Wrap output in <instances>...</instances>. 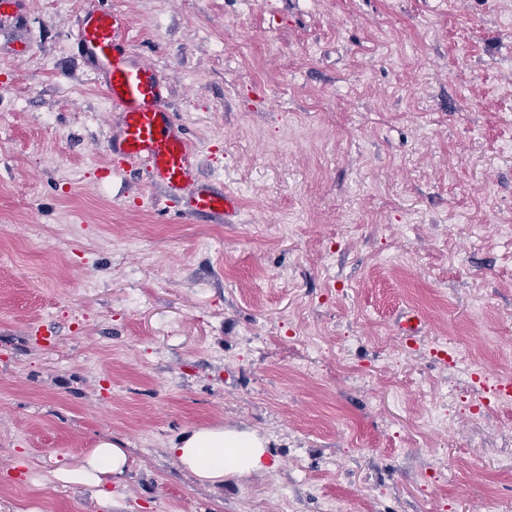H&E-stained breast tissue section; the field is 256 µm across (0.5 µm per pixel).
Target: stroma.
<instances>
[{
	"mask_svg": "<svg viewBox=\"0 0 512 512\" xmlns=\"http://www.w3.org/2000/svg\"><path fill=\"white\" fill-rule=\"evenodd\" d=\"M29 3L32 51L0 50V512H100L48 479L99 438L120 512H512V404L471 413L448 359L512 379V0ZM105 6L238 223L106 155L70 38ZM427 383L453 431L421 429ZM216 425L274 466L198 479L171 445Z\"/></svg>",
	"mask_w": 512,
	"mask_h": 512,
	"instance_id": "35a3bbf8",
	"label": "stroma"
}]
</instances>
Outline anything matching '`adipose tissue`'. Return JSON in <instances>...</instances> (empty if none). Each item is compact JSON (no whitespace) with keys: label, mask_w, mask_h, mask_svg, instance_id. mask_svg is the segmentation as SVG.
Listing matches in <instances>:
<instances>
[{"label":"adipose tissue","mask_w":512,"mask_h":512,"mask_svg":"<svg viewBox=\"0 0 512 512\" xmlns=\"http://www.w3.org/2000/svg\"><path fill=\"white\" fill-rule=\"evenodd\" d=\"M180 464L211 484L223 483L225 476H243L265 470L267 442L247 430L221 426L185 429L173 443ZM128 468V456L118 442L99 439L77 463L53 471L54 480L65 486L95 488L104 508L120 505L121 495L113 491Z\"/></svg>","instance_id":"obj_1"}]
</instances>
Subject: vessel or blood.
I'll use <instances>...</instances> for the list:
<instances>
[{"instance_id": "obj_1", "label": "vessel or blood", "mask_w": 512, "mask_h": 512, "mask_svg": "<svg viewBox=\"0 0 512 512\" xmlns=\"http://www.w3.org/2000/svg\"><path fill=\"white\" fill-rule=\"evenodd\" d=\"M0 21L24 25L26 0H0ZM128 29L123 12L93 9L78 13L72 30L74 50L120 115L105 140L108 156L144 164L155 183L186 192L194 218L234 223L239 199L196 180L193 143L166 106L168 84L153 64L129 52Z\"/></svg>"}]
</instances>
